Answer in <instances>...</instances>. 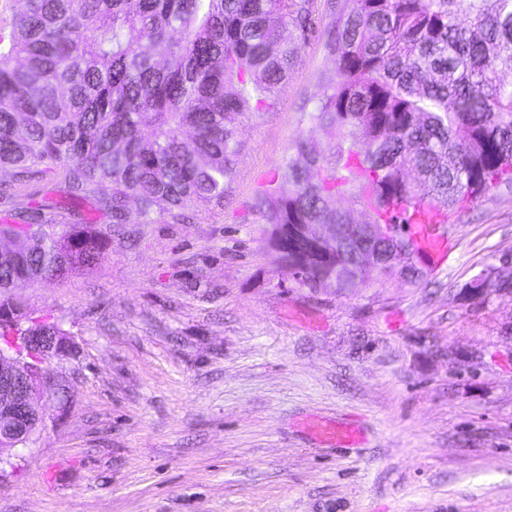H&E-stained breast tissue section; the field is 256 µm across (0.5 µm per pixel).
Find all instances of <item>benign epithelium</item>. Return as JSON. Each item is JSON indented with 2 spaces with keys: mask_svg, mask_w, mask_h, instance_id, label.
I'll list each match as a JSON object with an SVG mask.
<instances>
[{
  "mask_svg": "<svg viewBox=\"0 0 512 512\" xmlns=\"http://www.w3.org/2000/svg\"><path fill=\"white\" fill-rule=\"evenodd\" d=\"M23 314L15 306L0 308V331L19 335L22 346L0 348V479L6 468H16L12 451L35 440L44 426L41 401L55 399L68 404L69 387L58 383L47 363L72 355L71 337L55 324H22Z\"/></svg>",
  "mask_w": 512,
  "mask_h": 512,
  "instance_id": "1",
  "label": "benign epithelium"
}]
</instances>
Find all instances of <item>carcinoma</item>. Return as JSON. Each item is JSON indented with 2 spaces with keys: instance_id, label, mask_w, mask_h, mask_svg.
<instances>
[{
  "instance_id": "1",
  "label": "carcinoma",
  "mask_w": 512,
  "mask_h": 512,
  "mask_svg": "<svg viewBox=\"0 0 512 512\" xmlns=\"http://www.w3.org/2000/svg\"><path fill=\"white\" fill-rule=\"evenodd\" d=\"M325 47L332 93L302 113L346 135L327 148L299 139L280 183L258 196L276 254L303 261L299 227L347 224L350 193L368 223L395 224L381 250L419 252L407 233L512 183V0H330ZM276 18L313 31L307 0H24L0 36V170L26 183L57 176L72 200L95 199L114 224L224 204L239 152L228 115L272 106L296 48ZM111 188V193L103 189ZM40 210L0 224V289L92 269L108 240L91 224L49 233ZM288 227V249L278 229ZM346 233L326 242L313 275L348 288L363 271Z\"/></svg>"
}]
</instances>
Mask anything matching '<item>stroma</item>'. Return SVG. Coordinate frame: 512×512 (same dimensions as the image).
<instances>
[{
	"mask_svg": "<svg viewBox=\"0 0 512 512\" xmlns=\"http://www.w3.org/2000/svg\"><path fill=\"white\" fill-rule=\"evenodd\" d=\"M311 11V36L280 28L297 55L271 108L232 119L223 206L142 224L132 203L116 224L56 180L0 170V224L40 206L111 241L90 271L8 291L76 353L49 364L71 403L45 402L0 512H512V187L454 207L447 259L419 254L415 284L309 288L269 246L256 199L291 144L343 134L301 119L336 76L324 0ZM313 416L362 442H318Z\"/></svg>",
	"mask_w": 512,
	"mask_h": 512,
	"instance_id": "stroma-1",
	"label": "stroma"
}]
</instances>
